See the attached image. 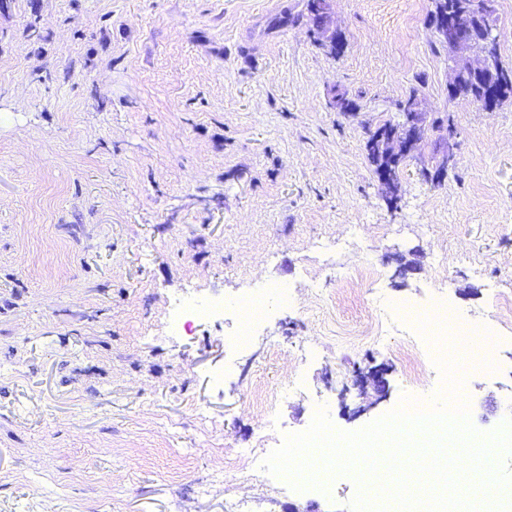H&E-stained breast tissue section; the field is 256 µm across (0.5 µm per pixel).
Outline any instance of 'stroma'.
<instances>
[{"label": "stroma", "mask_w": 512, "mask_h": 512, "mask_svg": "<svg viewBox=\"0 0 512 512\" xmlns=\"http://www.w3.org/2000/svg\"><path fill=\"white\" fill-rule=\"evenodd\" d=\"M305 4L0 0V512H288L285 483L231 469L238 449L321 408L356 432L443 388L420 337H368L379 298L440 293L493 330L494 366L463 396L478 432L506 421L512 311L491 286L512 295V103L449 98L434 0H332L336 57L289 24ZM411 97L452 119L456 163L426 182L423 141L391 206L366 132ZM270 283L296 305L237 354L232 312L164 328L174 298ZM379 366L386 395L352 387Z\"/></svg>", "instance_id": "35a3bbf8"}]
</instances>
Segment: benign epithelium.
Instances as JSON below:
<instances>
[{"label": "benign epithelium", "instance_id": "benign-epithelium-1", "mask_svg": "<svg viewBox=\"0 0 512 512\" xmlns=\"http://www.w3.org/2000/svg\"><path fill=\"white\" fill-rule=\"evenodd\" d=\"M434 29L448 46L451 59L463 58L465 64L454 69L452 80L448 83V96L464 97L477 104L491 108L494 102L487 88L494 82H501L488 67L493 49L498 41L496 26L486 17L476 15L467 20L456 17H442L434 22ZM321 40L331 53L340 50L341 34L324 25L320 29ZM482 44L486 51L477 53L474 46ZM402 119L397 124L378 126L375 144L384 155V162L378 171L379 182L387 187L400 190V167L403 157L414 152L417 145L427 138L428 131L423 112L415 101L410 100L401 107ZM457 143L453 134H448L442 147L440 166L433 171L434 181L445 179L448 168L455 162ZM354 385L360 389L373 387L380 395H385L387 381L380 370L360 372L355 375Z\"/></svg>", "mask_w": 512, "mask_h": 512}]
</instances>
